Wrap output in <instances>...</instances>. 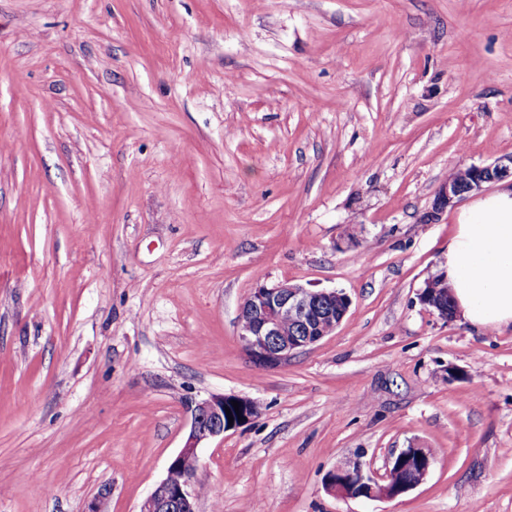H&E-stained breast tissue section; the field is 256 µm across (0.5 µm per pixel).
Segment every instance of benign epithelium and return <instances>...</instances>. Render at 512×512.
<instances>
[{
  "label": "benign epithelium",
  "mask_w": 512,
  "mask_h": 512,
  "mask_svg": "<svg viewBox=\"0 0 512 512\" xmlns=\"http://www.w3.org/2000/svg\"><path fill=\"white\" fill-rule=\"evenodd\" d=\"M512 179V155L489 165L467 167L464 179H448L437 191L422 221L432 224L441 213L485 185ZM440 287L425 282L420 302L437 312L446 322L457 317L448 303L447 278L438 277ZM350 307L341 290H312L289 282L259 284L252 289L239 311V339L249 358L266 367H279L297 353L333 334ZM239 403L233 409L232 402ZM230 411H225V408ZM233 419H228V415ZM259 415L257 403L236 395L212 396L192 409L188 436L179 452L169 461L166 476L142 503L139 512H197L199 487L195 480L200 445L228 431L251 423ZM432 467L429 451L411 445L387 463L386 476L376 477L356 466L331 471L327 490L347 499H394L420 484ZM407 472L399 482L393 472Z\"/></svg>",
  "instance_id": "7a95c632"
}]
</instances>
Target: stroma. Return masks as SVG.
<instances>
[{"mask_svg":"<svg viewBox=\"0 0 512 512\" xmlns=\"http://www.w3.org/2000/svg\"><path fill=\"white\" fill-rule=\"evenodd\" d=\"M510 155L512 0H0V512H139L221 394L259 415L198 512H512V326L419 300L450 166ZM282 281L351 306L264 368ZM411 445L409 493L327 491ZM349 307L342 290H312L289 282L259 284L240 307L238 336L253 362L283 366L333 334Z\"/></svg>","mask_w":512,"mask_h":512,"instance_id":"stroma-1","label":"stroma"}]
</instances>
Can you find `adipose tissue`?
I'll return each mask as SVG.
<instances>
[{
  "label": "adipose tissue",
  "instance_id": "1",
  "mask_svg": "<svg viewBox=\"0 0 512 512\" xmlns=\"http://www.w3.org/2000/svg\"><path fill=\"white\" fill-rule=\"evenodd\" d=\"M442 270L471 326L512 324V186L461 214Z\"/></svg>",
  "mask_w": 512,
  "mask_h": 512
}]
</instances>
